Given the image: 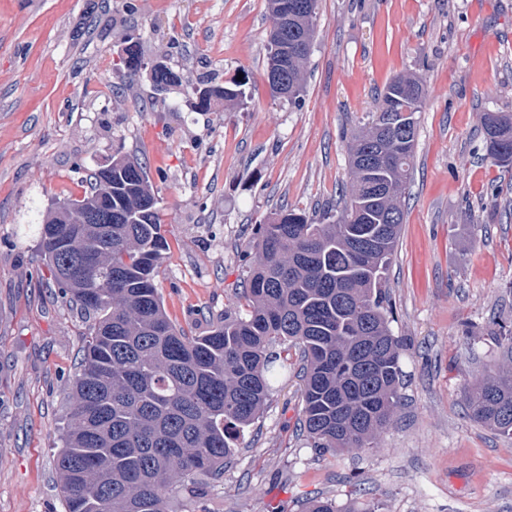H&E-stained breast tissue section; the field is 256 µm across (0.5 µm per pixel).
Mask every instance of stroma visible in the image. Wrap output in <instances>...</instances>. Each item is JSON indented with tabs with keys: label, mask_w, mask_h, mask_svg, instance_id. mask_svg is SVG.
<instances>
[{
	"label": "stroma",
	"mask_w": 512,
	"mask_h": 512,
	"mask_svg": "<svg viewBox=\"0 0 512 512\" xmlns=\"http://www.w3.org/2000/svg\"><path fill=\"white\" fill-rule=\"evenodd\" d=\"M266 0H0V512H65L56 459L89 318L37 252L52 203L82 173L137 157L167 240L157 284L199 336L243 306L257 225L341 206L347 148L397 75L419 76L405 221L385 273L404 344L402 405L376 447L337 454L299 431L298 349L222 477L169 492L170 512H512V439L472 421L468 385L512 329V169L485 156L480 115L512 113V0H319L299 103L264 79ZM180 73L129 79L127 35ZM243 81V102L198 111L189 84ZM151 80L157 92H165L170 87L181 86L182 79L178 73L166 65H158L151 71Z\"/></svg>",
	"instance_id": "1"
}]
</instances>
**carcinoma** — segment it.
Here are the masks:
<instances>
[{
	"label": "carcinoma",
	"mask_w": 512,
	"mask_h": 512,
	"mask_svg": "<svg viewBox=\"0 0 512 512\" xmlns=\"http://www.w3.org/2000/svg\"><path fill=\"white\" fill-rule=\"evenodd\" d=\"M298 17L297 31L268 40L265 67L281 62L300 37L304 51L282 67L287 88L274 98L296 101L315 34L318 0ZM128 75L143 53L130 41ZM158 92L182 85L178 73L151 71ZM202 111L243 97L242 83L202 79L190 87ZM428 89L412 74L385 87L372 122L349 145L351 181L344 206L313 221L282 209L256 228L255 260L242 298L201 336H187L169 319L156 278L166 250L156 192L145 168L112 157V180L86 175L82 201L112 204V223L73 227L71 246L51 233L52 204L38 229V252L60 293L93 316L80 371L69 385L70 408L57 457L66 512H168L173 485L196 475L218 478L236 452L239 434L264 410L276 369L287 364L275 346L299 349L300 428L327 452L372 448L400 405L401 341L392 335L383 274L405 213L401 199L412 178L417 122L403 134L382 128L391 113L423 110ZM486 155L512 167V114L480 117ZM371 156L389 188L378 193L360 175ZM468 415L512 435V332L501 364L465 390Z\"/></svg>",
	"instance_id": "1"
}]
</instances>
